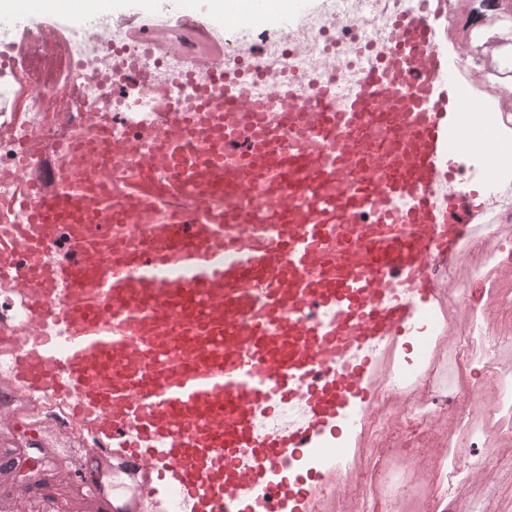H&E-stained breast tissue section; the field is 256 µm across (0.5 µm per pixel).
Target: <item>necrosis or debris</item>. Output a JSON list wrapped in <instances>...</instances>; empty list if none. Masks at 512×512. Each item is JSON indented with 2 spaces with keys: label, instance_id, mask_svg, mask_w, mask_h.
I'll return each instance as SVG.
<instances>
[{
  "label": "necrosis or debris",
  "instance_id": "necrosis-or-debris-1",
  "mask_svg": "<svg viewBox=\"0 0 512 512\" xmlns=\"http://www.w3.org/2000/svg\"><path fill=\"white\" fill-rule=\"evenodd\" d=\"M467 0H441L448 47L456 57L458 87L478 109L463 113L461 128L475 142L491 141L497 166H461L460 185L493 178L482 201L481 229L463 225L454 260L433 265L434 300L416 326L413 344L383 339L376 353L391 355L389 371L373 383L372 418L347 435L327 439L320 450L299 459L302 466L325 465L342 478L348 512H376L381 484L400 490L395 475L376 459L365 471L355 464L359 441L372 429L398 444L406 463L423 467L448 503H457L476 473H512V97L481 96L487 68L499 49L484 43L473 61L464 36ZM411 0H330L327 10L302 29L269 35L254 28L216 34L166 16L154 24L112 19L86 22L58 33L40 28L8 32L10 71L0 75V242L27 224L35 202L34 180L44 178L59 146L80 147L73 166L88 173L95 141L108 138L126 150L152 158L167 134L171 96L186 111L199 102L202 77L223 68L228 54H247L249 65L233 70L249 82L257 100L283 80L294 78L304 98L333 83L346 95L361 72L384 49L397 14ZM350 29H340V20ZM64 323H40L13 280L0 277V369L13 372L26 340L64 332ZM457 367L451 407L432 399L431 380L439 358Z\"/></svg>",
  "mask_w": 512,
  "mask_h": 512
}]
</instances>
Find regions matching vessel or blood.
I'll list each match as a JSON object with an SVG mask.
<instances>
[{"label":"vessel or blood","instance_id":"obj_1","mask_svg":"<svg viewBox=\"0 0 512 512\" xmlns=\"http://www.w3.org/2000/svg\"><path fill=\"white\" fill-rule=\"evenodd\" d=\"M33 2L0 0V19L25 27ZM239 2L225 28L292 20L309 4ZM214 3L112 0V15L161 5L203 28ZM441 22L440 0H416L341 101L326 84L298 103L289 83L246 110L241 86L207 72L196 109L176 110L157 142L161 156L188 151L177 181L202 187L207 202L134 240L113 235L123 216L113 200L154 211L145 187L106 180L88 202L60 151L35 192L18 277L37 319L68 330L35 337L16 376L79 391L77 414H94L113 451L152 461L149 495L174 490L193 512H308L322 474H299L298 455L370 409L368 346L402 336L429 308V263L454 259L460 222L478 212L470 192H436L473 149L458 131L466 102ZM203 152L223 164H198ZM61 223L72 227L67 251L44 265ZM298 400L302 424L256 431L257 412Z\"/></svg>","mask_w":512,"mask_h":512}]
</instances>
